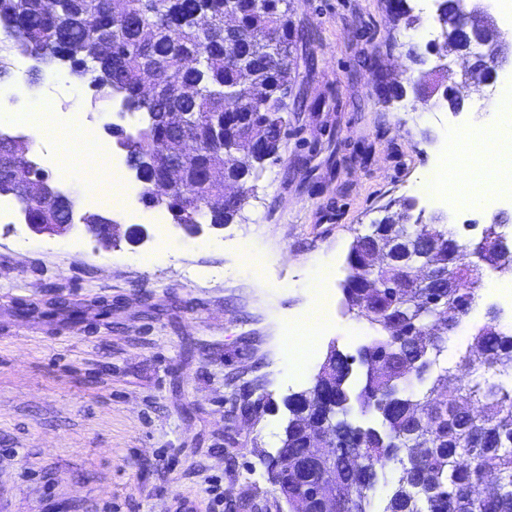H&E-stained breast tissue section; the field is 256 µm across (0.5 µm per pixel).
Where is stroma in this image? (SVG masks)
<instances>
[{
  "label": "stroma",
  "mask_w": 512,
  "mask_h": 512,
  "mask_svg": "<svg viewBox=\"0 0 512 512\" xmlns=\"http://www.w3.org/2000/svg\"><path fill=\"white\" fill-rule=\"evenodd\" d=\"M435 0H414L412 28L390 0H289L296 30L288 126L254 191L224 226L187 234L130 193L112 219L143 230L101 247L79 223L63 236L0 222V512H288L268 479L282 446L284 400L311 387L330 349L355 356L375 331L349 312L343 287L358 236L413 188L446 141L466 131L487 96L460 114L406 95L384 104L377 76L409 84L438 62ZM417 51L422 62L409 53ZM42 66L37 83L0 97V110L46 106L79 113L99 141L111 126L136 133L143 112L97 99ZM75 216L93 212L107 181L99 158L63 140L33 148ZM512 275L480 269L470 313L449 333L441 365L455 366L489 321L512 322L500 288ZM336 323L314 337L302 365L283 351L290 318L319 290ZM63 298L84 316L51 314Z\"/></svg>",
  "instance_id": "obj_1"
}]
</instances>
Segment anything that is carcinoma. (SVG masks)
I'll return each mask as SVG.
<instances>
[{
  "mask_svg": "<svg viewBox=\"0 0 512 512\" xmlns=\"http://www.w3.org/2000/svg\"><path fill=\"white\" fill-rule=\"evenodd\" d=\"M123 2L124 20L117 21L112 0H82L88 17L82 22L69 19L65 10L42 12L40 0H0V26L11 38L17 31L24 34L12 42L15 52L46 62L69 61L72 73L98 93L121 94L126 107L151 114L153 123L135 138L116 130L128 162L147 180L164 176L158 154L178 159L183 139L198 141L202 154L189 162L188 187L194 196L174 200L170 209L189 231L205 215L210 223L224 225L244 207L252 191L248 178L255 165L276 153L288 125L293 42L287 10L281 9L286 0ZM262 124L277 134L258 145L251 129ZM227 150L249 157L250 172L242 178L237 208L209 210V200L224 195L225 179L236 172L225 158ZM27 151L26 143L0 146V189L12 191L27 178L22 166ZM17 201L35 224L66 220L48 202L24 196ZM400 206L396 232L413 239L408 203ZM443 221L432 218L438 239L422 249L415 268L385 261L367 270L361 254L369 237L354 242L345 298L348 308L379 332L368 357L383 361V367L366 377L352 398L344 385L351 364L335 351L312 393L304 390L285 401L288 455L272 457L266 466L272 483L288 495L289 512H297L301 492L288 484V459L307 453L300 422L309 416L321 419L326 411V431L354 449L336 464V512H370L376 467L391 459L402 471L383 512H512V388L499 381L512 372V335L493 325L479 329L469 349L481 351L483 359L474 363L462 355L458 368L469 378L457 384L448 381L449 369H440L419 399L426 407L424 420L414 418V404L403 395L418 362L438 365L444 335L461 323L478 297L476 266H507L512 274V258L492 246L480 262H456L458 287H448V243L456 239ZM426 274L430 288L421 286ZM352 400L363 411L377 410L383 430L348 421Z\"/></svg>",
  "mask_w": 512,
  "mask_h": 512,
  "instance_id": "cac0c4a2",
  "label": "carcinoma"
}]
</instances>
